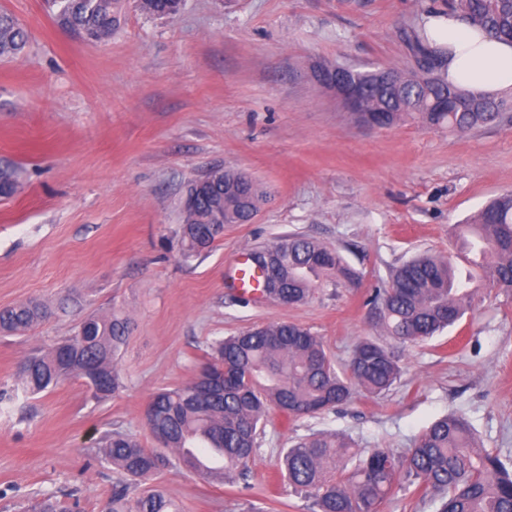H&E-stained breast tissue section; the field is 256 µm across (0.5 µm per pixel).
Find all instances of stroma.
<instances>
[{
	"label": "stroma",
	"instance_id": "obj_1",
	"mask_svg": "<svg viewBox=\"0 0 512 512\" xmlns=\"http://www.w3.org/2000/svg\"><path fill=\"white\" fill-rule=\"evenodd\" d=\"M443 3L185 0L168 19L123 0L119 29L98 44L59 27L46 0H0L30 32L23 53L0 59V163L21 167L23 182L0 200V308L39 299L51 311L0 335V512L46 496L69 512H101L116 486L134 499L151 484L181 512H311L279 469L296 436L337 432L400 453L450 414L512 465V294L493 291L454 326L404 346L389 392L359 390L293 421L272 412L247 480L176 464L139 483L100 452L113 431L155 447L147 403L189 382L215 340L296 323L342 374L357 342L389 341L367 300L392 268L428 250L467 271L452 228L512 194V98L464 135L419 118L371 128L314 75L328 62L409 67L404 31ZM214 167L250 174L266 197L255 220L188 258L179 200ZM288 233L338 250L355 284L292 306L240 296L227 282L237 253ZM108 312L130 320L117 392L94 397L78 377L23 392L28 354Z\"/></svg>",
	"mask_w": 512,
	"mask_h": 512
}]
</instances>
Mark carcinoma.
I'll return each instance as SVG.
<instances>
[{
  "label": "carcinoma",
  "mask_w": 512,
  "mask_h": 512,
  "mask_svg": "<svg viewBox=\"0 0 512 512\" xmlns=\"http://www.w3.org/2000/svg\"><path fill=\"white\" fill-rule=\"evenodd\" d=\"M121 0H52L59 25L89 41L105 43L119 27ZM448 11L497 37L512 40V0H445ZM183 0H138L147 16H177ZM411 60L406 73L377 68L358 71L345 65L321 67L316 77L342 70L363 88L362 110L381 115L390 127L415 114L431 125L466 134L499 116L501 104L448 85L441 75L442 56L425 42L423 29L404 34ZM29 41L28 31L0 10V58H13ZM201 186L196 202L181 208L185 255H199L224 236V225L246 224L259 212L264 192L245 172L210 169L192 180ZM21 188L17 168L0 165V198ZM224 223H211L219 210ZM455 235L476 251L473 264L487 285L512 292V194L486 205ZM266 260L279 287L265 297L282 305L308 300L319 285L352 284L355 276L338 251L299 233L278 237L252 249ZM469 275L460 279L451 260L421 253L394 268L386 287L371 299L375 319L400 345L416 344L456 324L475 305L479 288ZM48 315V306L30 299L0 309V333L26 331ZM90 337L70 336L48 351H34L21 363L25 387L39 393L69 377L85 380L94 396L107 397L120 387L114 356L128 333V320L93 315ZM398 348L371 340L352 351L348 373L339 374L320 339L295 323L251 328L216 341L210 360L187 384L163 389L150 399L146 424L184 466L211 478L248 477V464L271 410L288 417L313 416L347 402L361 389L379 395L400 379ZM105 460L134 481H148L171 464L165 454L142 447L120 432L103 439ZM217 449L222 466L204 465L198 450ZM351 438L336 433L299 437L281 457L288 482L312 499L314 512H379L402 478L424 488L437 512H512V469L480 449L468 421L447 416L432 424L404 454L376 448L353 451ZM105 512H180L158 489L131 502L124 491L112 494Z\"/></svg>",
  "instance_id": "1"
}]
</instances>
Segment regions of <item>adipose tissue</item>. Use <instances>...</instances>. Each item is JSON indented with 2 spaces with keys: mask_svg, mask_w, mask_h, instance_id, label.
Listing matches in <instances>:
<instances>
[{
  "mask_svg": "<svg viewBox=\"0 0 512 512\" xmlns=\"http://www.w3.org/2000/svg\"><path fill=\"white\" fill-rule=\"evenodd\" d=\"M423 26L429 46L443 56L449 84L479 97H512V43L444 10L425 15Z\"/></svg>",
  "mask_w": 512,
  "mask_h": 512,
  "instance_id": "adipose-tissue-1",
  "label": "adipose tissue"
}]
</instances>
